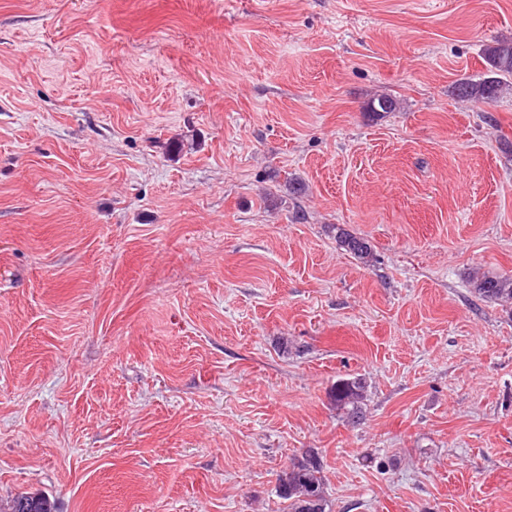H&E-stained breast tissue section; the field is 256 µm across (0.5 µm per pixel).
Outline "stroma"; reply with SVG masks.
<instances>
[{
    "instance_id": "35a3bbf8",
    "label": "stroma",
    "mask_w": 512,
    "mask_h": 512,
    "mask_svg": "<svg viewBox=\"0 0 512 512\" xmlns=\"http://www.w3.org/2000/svg\"><path fill=\"white\" fill-rule=\"evenodd\" d=\"M510 39L512 0H0V499L289 512L316 448L327 512H512L468 284L512 275V95L453 93ZM336 243L345 252L363 265H371L374 260V249L370 240L362 235L351 233L348 230L336 227ZM332 402L347 422L355 424L364 417V405L367 397V382L362 376L340 378L331 391ZM324 463L316 448H304L279 475L278 495L290 501L292 512H326ZM317 496L318 507L310 511L305 497Z\"/></svg>"
}]
</instances>
